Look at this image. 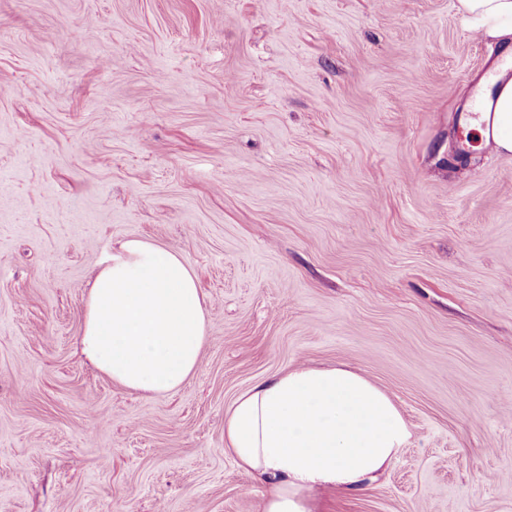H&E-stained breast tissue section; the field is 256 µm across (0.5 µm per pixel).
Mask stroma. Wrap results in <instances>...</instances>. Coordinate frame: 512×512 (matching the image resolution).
<instances>
[{
    "label": "stroma",
    "instance_id": "1",
    "mask_svg": "<svg viewBox=\"0 0 512 512\" xmlns=\"http://www.w3.org/2000/svg\"><path fill=\"white\" fill-rule=\"evenodd\" d=\"M499 54L457 0H0V512H263L224 415L301 364L410 431L317 512H512V153L461 126ZM133 238L207 311L165 395L78 345Z\"/></svg>",
    "mask_w": 512,
    "mask_h": 512
}]
</instances>
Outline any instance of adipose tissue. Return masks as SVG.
I'll list each match as a JSON object with an SVG mask.
<instances>
[{
	"instance_id": "1",
	"label": "adipose tissue",
	"mask_w": 512,
	"mask_h": 512,
	"mask_svg": "<svg viewBox=\"0 0 512 512\" xmlns=\"http://www.w3.org/2000/svg\"><path fill=\"white\" fill-rule=\"evenodd\" d=\"M471 31L512 46V0H457ZM485 112L469 121L481 143L512 152V59L483 79ZM207 314L193 272L153 243L131 239L96 274L85 301L82 350L119 385L154 395L199 369ZM410 436L395 403L365 376L297 367L242 392L224 416V447L270 487L263 512H310L316 487L356 490L374 481Z\"/></svg>"
}]
</instances>
